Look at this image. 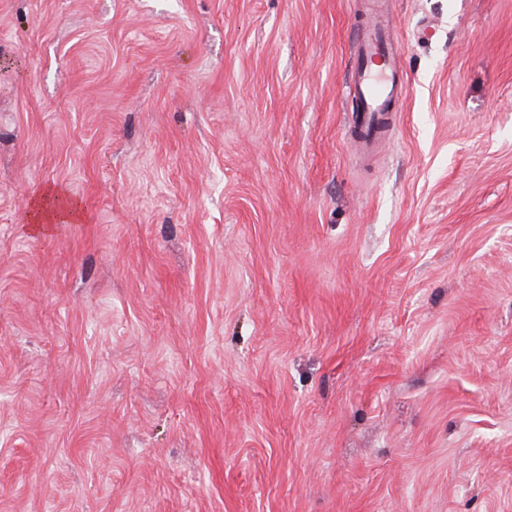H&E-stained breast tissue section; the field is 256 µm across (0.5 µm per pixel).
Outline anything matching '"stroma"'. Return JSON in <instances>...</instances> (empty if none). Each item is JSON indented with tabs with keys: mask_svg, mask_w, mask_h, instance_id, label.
Returning a JSON list of instances; mask_svg holds the SVG:
<instances>
[{
	"mask_svg": "<svg viewBox=\"0 0 512 512\" xmlns=\"http://www.w3.org/2000/svg\"><path fill=\"white\" fill-rule=\"evenodd\" d=\"M384 13L366 160L361 0H0V512H512V0ZM388 70L372 73L360 67L355 79L347 86L348 95L362 104L359 135L365 141L377 137L384 126L385 131L390 129L392 100L405 90L403 82L397 78L399 65L395 58H389ZM84 219L80 202L60 188H49L35 197L29 206V229L34 234L49 235L59 224L78 223Z\"/></svg>",
	"mask_w": 512,
	"mask_h": 512,
	"instance_id": "obj_1",
	"label": "stroma"
}]
</instances>
